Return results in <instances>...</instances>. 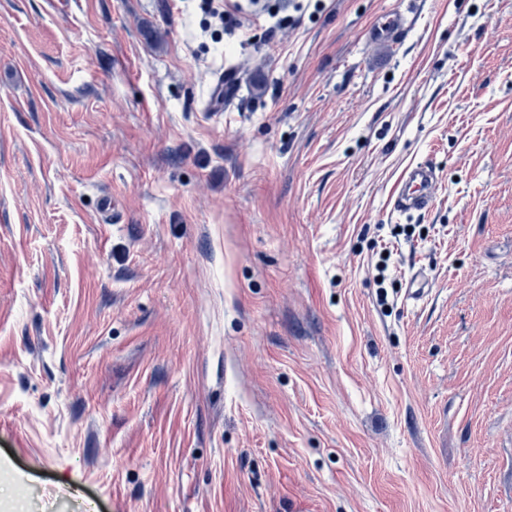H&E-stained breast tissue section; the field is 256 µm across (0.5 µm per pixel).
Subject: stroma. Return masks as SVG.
Instances as JSON below:
<instances>
[{"label": "stroma", "mask_w": 512, "mask_h": 512, "mask_svg": "<svg viewBox=\"0 0 512 512\" xmlns=\"http://www.w3.org/2000/svg\"><path fill=\"white\" fill-rule=\"evenodd\" d=\"M301 14L0 0V512H512V0ZM199 9L208 17L215 19L224 27V33L235 37L240 44L252 41L249 35V23L246 27L238 17V1L199 0ZM234 2V3H232ZM437 183L436 169L431 165L420 163L409 168L391 198L393 214H421L429 210ZM431 277L425 269H418L407 280L404 299L411 304L420 302L430 291Z\"/></svg>", "instance_id": "35a3bbf8"}]
</instances>
